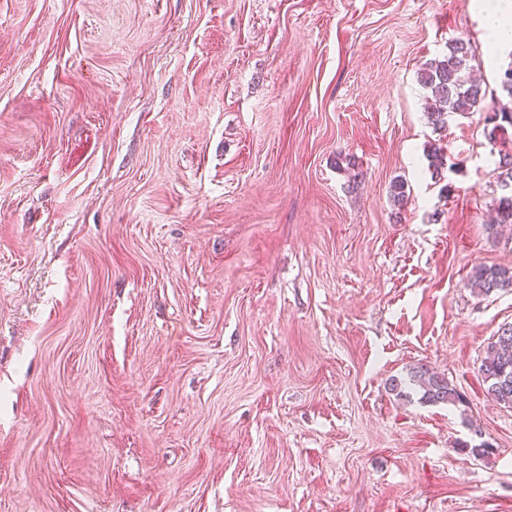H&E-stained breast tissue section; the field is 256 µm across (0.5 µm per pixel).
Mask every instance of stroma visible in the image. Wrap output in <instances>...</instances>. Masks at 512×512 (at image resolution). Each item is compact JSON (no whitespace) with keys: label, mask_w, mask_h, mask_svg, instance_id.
Listing matches in <instances>:
<instances>
[{"label":"stroma","mask_w":512,"mask_h":512,"mask_svg":"<svg viewBox=\"0 0 512 512\" xmlns=\"http://www.w3.org/2000/svg\"><path fill=\"white\" fill-rule=\"evenodd\" d=\"M511 63L471 0H0V512H512L469 283ZM468 41L457 39L448 44L443 59L428 63L421 73V82L428 90V117L437 127L448 123L449 114L474 112L485 98L481 84L471 78L473 66ZM392 391L402 388L416 390L421 393V399L430 404H458L463 403L460 392L453 387L445 376L433 372L425 365L411 368L406 379H391Z\"/></svg>","instance_id":"obj_1"}]
</instances>
